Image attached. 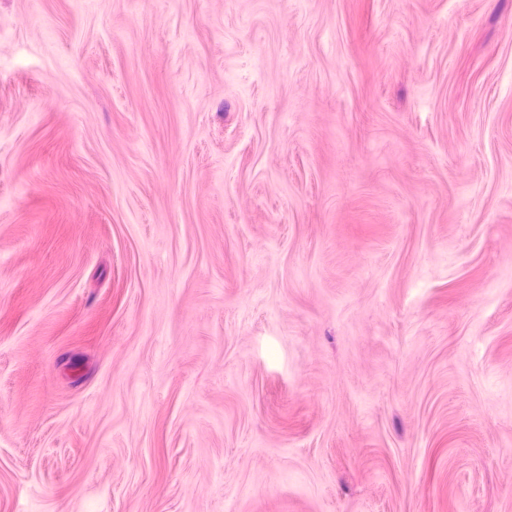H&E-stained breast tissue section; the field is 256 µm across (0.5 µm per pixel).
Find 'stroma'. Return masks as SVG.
I'll list each match as a JSON object with an SVG mask.
<instances>
[{"label": "stroma", "mask_w": 512, "mask_h": 512, "mask_svg": "<svg viewBox=\"0 0 512 512\" xmlns=\"http://www.w3.org/2000/svg\"><path fill=\"white\" fill-rule=\"evenodd\" d=\"M0 512H512V0H0Z\"/></svg>", "instance_id": "obj_1"}]
</instances>
